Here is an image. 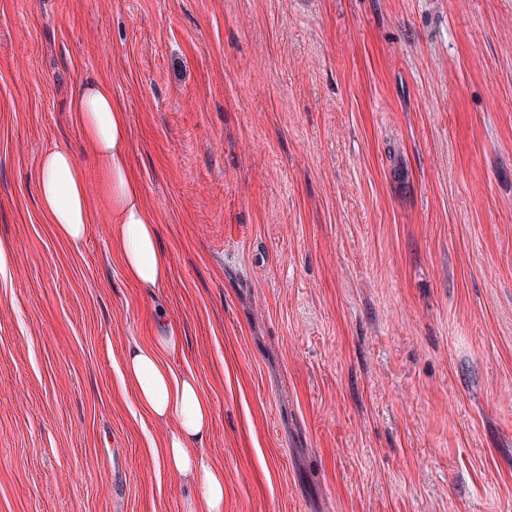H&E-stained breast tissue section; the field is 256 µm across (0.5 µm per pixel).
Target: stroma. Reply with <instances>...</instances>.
<instances>
[{"label": "stroma", "mask_w": 512, "mask_h": 512, "mask_svg": "<svg viewBox=\"0 0 512 512\" xmlns=\"http://www.w3.org/2000/svg\"><path fill=\"white\" fill-rule=\"evenodd\" d=\"M112 85L170 264L128 282ZM85 172L58 241L35 169ZM0 512H185L121 375L170 310L224 512H512V0H0ZM68 110L83 136L97 148L105 176L102 198L111 224H119L114 248L125 278L141 287H159L169 278L170 266L143 205L141 186L128 168L126 112L112 105V85L96 79L75 87ZM40 210L55 236L62 241L85 237L91 224L84 172L68 147L45 150L36 171Z\"/></svg>", "instance_id": "stroma-1"}]
</instances>
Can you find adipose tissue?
<instances>
[{
  "instance_id": "ef3b65f1",
  "label": "adipose tissue",
  "mask_w": 512,
  "mask_h": 512,
  "mask_svg": "<svg viewBox=\"0 0 512 512\" xmlns=\"http://www.w3.org/2000/svg\"><path fill=\"white\" fill-rule=\"evenodd\" d=\"M68 110L83 136L95 144L104 172L102 198L117 224L115 252L126 279L156 288L170 266L159 232L142 201L138 180L128 168L127 116L112 104L110 83L88 79L75 87ZM40 210L63 241L85 237L91 222L84 172L72 151L45 150L36 171ZM152 343L131 347L123 359V378L135 389L141 413L172 421L174 427L157 452L162 472L188 479L194 490L188 512H224V468L201 452L211 433L214 407L199 379L179 371L172 357L180 346L165 308L156 310Z\"/></svg>"
}]
</instances>
